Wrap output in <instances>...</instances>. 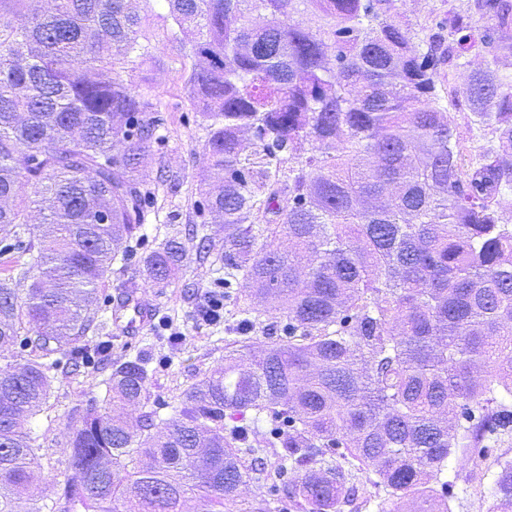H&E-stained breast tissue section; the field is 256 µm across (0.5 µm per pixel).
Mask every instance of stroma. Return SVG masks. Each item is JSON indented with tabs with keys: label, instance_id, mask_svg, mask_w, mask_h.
I'll return each instance as SVG.
<instances>
[{
	"label": "stroma",
	"instance_id": "1",
	"mask_svg": "<svg viewBox=\"0 0 512 512\" xmlns=\"http://www.w3.org/2000/svg\"><path fill=\"white\" fill-rule=\"evenodd\" d=\"M468 0H394L393 13L402 25L418 36L447 34L448 19L462 9ZM144 17L142 35L150 44L153 58L146 65L124 70L122 77L133 82L142 99L156 113L162 124L160 141L152 146L144 173L148 185H155L161 170L167 169L180 177L182 186L177 201H169L163 191H156L147 205L143 235L132 240L126 253L118 255L91 306V316H101L108 302L117 300L127 284H135L156 305L154 336L125 337L122 330L112 332V357L119 360L144 350L159 366L157 379L150 388L148 409L168 416L184 391L197 384L204 372L224 360L225 327L232 319L227 315L222 323H201L198 311L208 289L218 281L213 260L204 255L197 242L186 245L182 258V276L165 288L149 287L143 271V257L156 249L164 239L167 224L184 228L199 223L196 213L201 198L199 179L200 156L206 131L187 97L185 75L191 64L180 40L163 22L164 0H140ZM491 16L474 14L471 23L472 43L454 57L452 64L442 66L441 76L448 93V108L461 150L471 158L492 140V131H477L470 126V110L465 88L473 71L485 69L489 56L477 38L491 26ZM108 369L79 374L61 370L52 389L48 406L31 421L42 446L40 456L39 491L44 500H52L60 490L68 467L63 452L67 440V416L77 408L101 404L105 395L104 379ZM512 458V440L486 449L478 465L458 466L449 463L447 480L452 512H486L488 492L497 470V459Z\"/></svg>",
	"mask_w": 512,
	"mask_h": 512
}]
</instances>
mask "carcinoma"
Segmentation results:
<instances>
[{"mask_svg":"<svg viewBox=\"0 0 512 512\" xmlns=\"http://www.w3.org/2000/svg\"><path fill=\"white\" fill-rule=\"evenodd\" d=\"M38 2L0 0L26 16L0 22V254H18L0 278V360L28 350L0 369V512H184L189 489L203 512H274L265 482L290 470L297 512H342L358 488L339 447L406 512H451L449 459L512 436V79L471 75L472 125L495 140L468 163L439 80L443 39L414 44L393 0H165L172 28L196 29L197 209L224 225L218 241L204 223L185 234L247 300L279 303L288 340L258 355L228 341L173 416L134 424L152 358L110 361L88 307L142 228L139 168L159 119L116 68L151 50L139 0ZM473 7L496 20L480 37L491 62L512 56V0ZM300 12L317 27L288 23ZM183 251L176 234L144 258L152 286L171 283ZM95 359L111 367L104 407L69 417L68 473L48 504L29 420L60 367ZM497 465L488 512H512V459Z\"/></svg>","mask_w":512,"mask_h":512,"instance_id":"obj_1","label":"carcinoma"}]
</instances>
